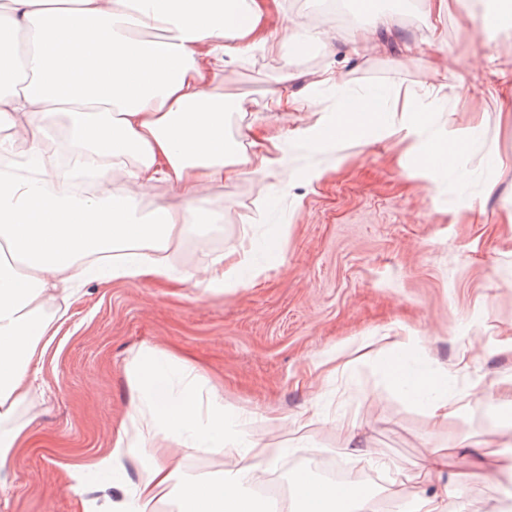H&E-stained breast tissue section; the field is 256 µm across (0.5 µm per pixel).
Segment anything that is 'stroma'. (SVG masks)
<instances>
[{"label": "stroma", "instance_id": "stroma-1", "mask_svg": "<svg viewBox=\"0 0 512 512\" xmlns=\"http://www.w3.org/2000/svg\"><path fill=\"white\" fill-rule=\"evenodd\" d=\"M342 20L323 17L321 0H282L285 23L330 39L297 55L254 52L226 65L215 83L241 105L232 128L254 123L277 134L288 180L251 175L202 192L223 234L193 253L174 243L169 262L203 276L242 238L255 239L264 272L221 293L192 282H89L69 299L54 293L57 334L14 421L27 438L10 460L12 482L0 512H102L136 482L134 465L112 480L69 488L64 468L110 448L135 400L129 360L151 347L172 370L168 387H192L203 410L223 404L261 443L287 449L272 467L283 482L321 462L366 477L375 512H400L403 498L444 492L455 478L481 512H512V403L495 395L512 380V23L482 29L497 0H463L431 26L425 0H376L390 30L352 54L349 39L373 19L341 0ZM333 70V86L314 85ZM455 93L430 96L431 87ZM382 91V117L402 119L391 102L409 96L427 114L432 137H459L461 175L448 180L420 163L419 143L373 133L368 140L313 147L297 128L335 119L347 98ZM310 97L306 112L280 126L260 125L280 95ZM321 178H311V171ZM401 362L417 374L447 372L463 407L435 422L427 398H405L385 374ZM370 449L372 460L351 451ZM450 449L448 469L426 476L432 450ZM232 452L182 454L173 487L198 477H229Z\"/></svg>", "mask_w": 512, "mask_h": 512}]
</instances>
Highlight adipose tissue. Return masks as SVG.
Here are the masks:
<instances>
[{
    "label": "adipose tissue",
    "mask_w": 512,
    "mask_h": 512,
    "mask_svg": "<svg viewBox=\"0 0 512 512\" xmlns=\"http://www.w3.org/2000/svg\"><path fill=\"white\" fill-rule=\"evenodd\" d=\"M281 10V0H10L7 18H0V62L24 64L32 78L0 93V128L42 158L43 169L37 179L0 176V239L28 264L24 273L0 266V488L9 483L8 463L24 439L13 412L54 335L40 314L46 296L89 281L173 280L164 253L212 222L202 207L203 187L282 173L275 137L232 135L235 106L214 91L225 63L245 61L254 49L277 50L283 29L274 19ZM155 29L160 37L149 38ZM402 111L400 124L382 127L380 109L356 98L333 122L296 135L313 145L348 143L380 128L420 141L425 166L458 176L459 140L424 139V112L409 101ZM59 127L82 167L100 174L97 196L72 191L69 175L46 158L45 144ZM159 182L170 186L175 203L142 210L140 195ZM254 251L252 240L242 239L200 287L218 292L240 285L238 271L251 266ZM169 366L149 347L131 359L136 401L129 424L90 464L67 467L70 488L84 494L88 471L121 470L135 459L138 479L112 512H153L175 476L179 450L233 448L236 480L185 483L176 512H265L252 487L279 449L227 429L223 406L205 412L190 389L165 388ZM369 502L361 486L296 476L285 512H367Z\"/></svg>",
    "instance_id": "adipose-tissue-1"
}]
</instances>
